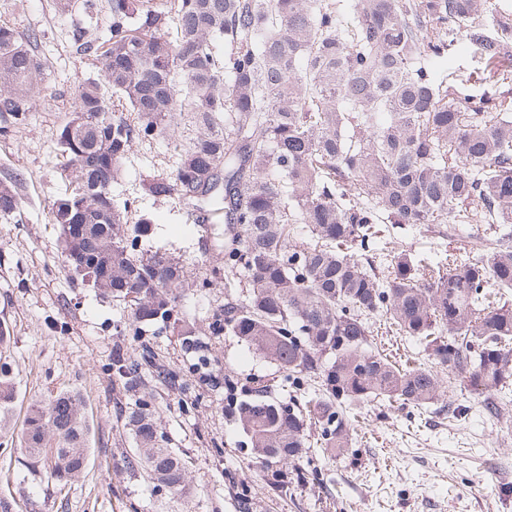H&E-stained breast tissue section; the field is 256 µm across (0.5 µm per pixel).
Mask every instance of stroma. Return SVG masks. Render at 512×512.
I'll return each instance as SVG.
<instances>
[{
    "label": "stroma",
    "instance_id": "stroma-1",
    "mask_svg": "<svg viewBox=\"0 0 512 512\" xmlns=\"http://www.w3.org/2000/svg\"><path fill=\"white\" fill-rule=\"evenodd\" d=\"M0 15L22 33L40 34L41 58L53 76L30 121L0 136V182L14 183L19 197L14 219L0 220V322L9 327L0 356L17 382L0 421V500L11 512H512V422L490 418L462 388L425 410L358 407L347 455L330 458L311 448L307 482L285 495L270 487L241 426L224 414V377L269 381L279 401L288 400L294 384L237 337L211 332L212 316L224 305L223 223L194 224L174 203L141 198L155 230L138 247L185 265L179 316L193 323L207 351L185 349L179 323L133 335L125 302L97 295L64 268L51 222L57 138L73 90L99 76L102 62L73 53L71 21L59 15L57 0H0ZM170 154L162 142L136 151L114 188L117 197L138 196L140 178L169 172ZM398 244L428 262L456 246L423 226L401 232ZM145 345L174 377L159 378L150 368L143 392L126 390L112 374V354L121 349L136 357ZM57 390L79 393L90 427L85 467L62 481L17 441L30 405ZM143 399L186 461L185 496L121 464L134 452L126 416Z\"/></svg>",
    "mask_w": 512,
    "mask_h": 512
}]
</instances>
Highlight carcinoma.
Here are the masks:
<instances>
[{
    "label": "carcinoma",
    "mask_w": 512,
    "mask_h": 512,
    "mask_svg": "<svg viewBox=\"0 0 512 512\" xmlns=\"http://www.w3.org/2000/svg\"><path fill=\"white\" fill-rule=\"evenodd\" d=\"M490 0H57L76 16L74 54L102 60L79 84L57 142L52 205L62 263L99 260L96 292L130 306L129 329L177 313L184 267L137 249L153 233L139 199L113 187L134 148L171 142L172 170L143 195L224 216L227 331L288 373L296 395L224 376L225 405L270 484L305 482L308 429L322 454L352 445L346 408H425L463 387L499 418L512 380V11ZM464 43L485 67L438 79L434 61ZM44 75L35 36L0 19V134L36 111ZM0 183V217L17 209ZM450 229L460 251L429 263L381 246L385 228ZM423 346L430 364H393L376 322ZM112 373L143 386L120 352ZM14 382L0 364V414ZM145 399L128 416L137 464L172 494L186 463ZM21 447L55 478L80 471L89 427L71 393L34 402Z\"/></svg>",
    "instance_id": "obj_1"
}]
</instances>
